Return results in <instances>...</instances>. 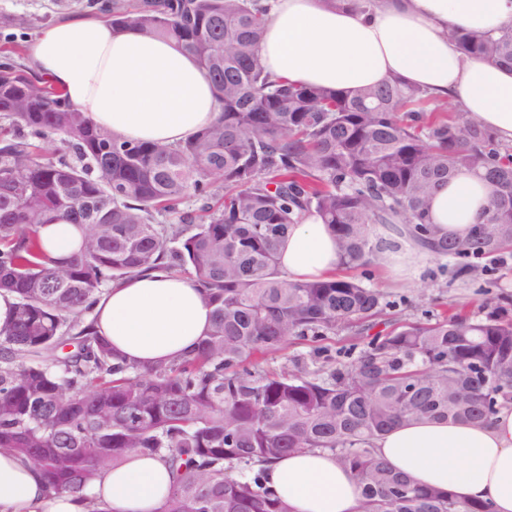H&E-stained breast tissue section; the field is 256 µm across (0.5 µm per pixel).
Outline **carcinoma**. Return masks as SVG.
<instances>
[{
	"mask_svg": "<svg viewBox=\"0 0 512 512\" xmlns=\"http://www.w3.org/2000/svg\"><path fill=\"white\" fill-rule=\"evenodd\" d=\"M118 30L176 41L222 103L216 122L171 147L129 142L94 124L32 69L0 64V292L14 295L0 330V447L29 457L49 494L85 492L129 452L170 465L159 512H289L255 465L296 450L332 452L362 489V512H490L418 487L371 453L391 426L423 418L482 421L512 400V300L482 316L393 323L367 284L390 225L456 273L512 250V148L447 115L445 101L397 77L342 91L272 79L257 51L260 0H87ZM465 57L512 66V28H454ZM62 138L73 158H41L28 137ZM460 171L492 185L483 223L441 236L431 193ZM190 197L199 212L186 211ZM167 214L168 224L155 222ZM315 215L336 235L343 268L293 282L277 266L290 225ZM85 229L61 261L38 227ZM155 271L190 275L212 309L197 349L131 364L96 330L112 285ZM348 328L357 356L317 345ZM291 340L313 361L277 371L260 361Z\"/></svg>",
	"mask_w": 512,
	"mask_h": 512,
	"instance_id": "cac0c4a2",
	"label": "carcinoma"
}]
</instances>
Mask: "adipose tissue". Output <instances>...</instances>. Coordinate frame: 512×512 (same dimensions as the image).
<instances>
[{"label":"adipose tissue","instance_id":"obj_1","mask_svg":"<svg viewBox=\"0 0 512 512\" xmlns=\"http://www.w3.org/2000/svg\"><path fill=\"white\" fill-rule=\"evenodd\" d=\"M259 49L270 77L345 91L397 76L452 100L470 120L512 145V68L466 58L451 28L512 27V0H379L356 13L327 0H270ZM37 73L92 122L121 139L184 140L213 123L220 103L194 57L176 42L113 29L94 18L43 28L30 49ZM491 187L459 173L433 193L430 215L442 234H466L484 220ZM44 248L68 258L83 238L58 219L40 227ZM296 281L326 280L340 267L336 237L317 217L292 225L278 256ZM96 328L128 362L152 365L192 352L212 315L190 277L151 272L112 286L98 300ZM373 454L412 483L512 512V401L483 423L401 422L374 438ZM268 486L290 512H359L361 489L349 470L320 449L265 464ZM172 475L158 456L129 453L102 469L87 498L49 495L32 461L0 448V512H158Z\"/></svg>","mask_w":512,"mask_h":512}]
</instances>
